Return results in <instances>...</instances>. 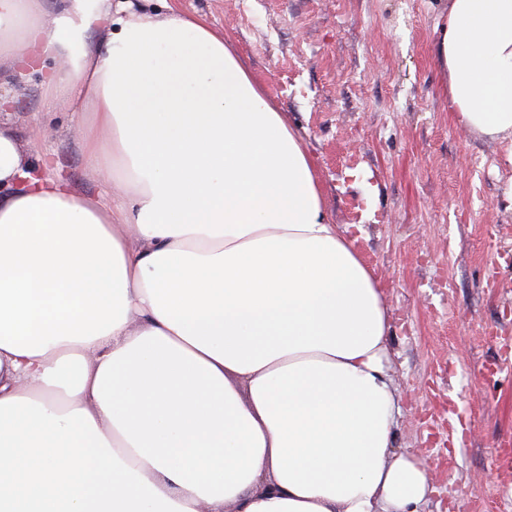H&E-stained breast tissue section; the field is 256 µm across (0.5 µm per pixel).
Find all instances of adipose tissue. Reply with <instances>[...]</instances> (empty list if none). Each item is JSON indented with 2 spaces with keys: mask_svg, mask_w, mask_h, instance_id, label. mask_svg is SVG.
Returning <instances> with one entry per match:
<instances>
[{
  "mask_svg": "<svg viewBox=\"0 0 512 512\" xmlns=\"http://www.w3.org/2000/svg\"><path fill=\"white\" fill-rule=\"evenodd\" d=\"M458 125L512 141V0H448ZM78 115L106 196L0 121V512H419L389 308L223 32L0 0V112Z\"/></svg>",
  "mask_w": 512,
  "mask_h": 512,
  "instance_id": "1",
  "label": "adipose tissue"
}]
</instances>
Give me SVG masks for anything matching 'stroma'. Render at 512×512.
Returning <instances> with one entry per match:
<instances>
[{
  "instance_id": "obj_1",
  "label": "stroma",
  "mask_w": 512,
  "mask_h": 512,
  "mask_svg": "<svg viewBox=\"0 0 512 512\" xmlns=\"http://www.w3.org/2000/svg\"><path fill=\"white\" fill-rule=\"evenodd\" d=\"M448 0H170L222 30L296 128L324 192L382 288L402 415L397 444L429 468L421 512H512V185L507 147L459 126L434 56ZM38 91L8 121L74 188L103 191L78 119H45ZM46 123L40 145L29 130Z\"/></svg>"
}]
</instances>
